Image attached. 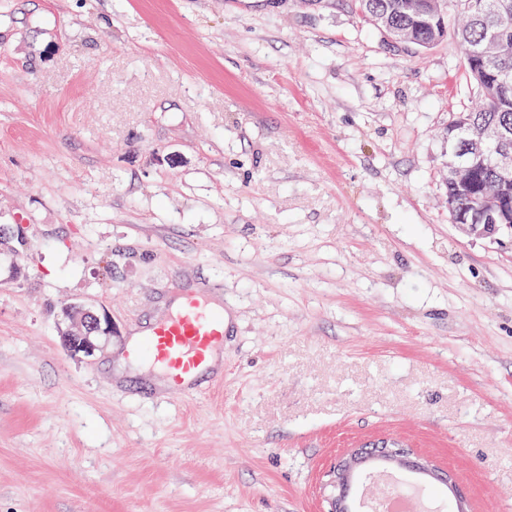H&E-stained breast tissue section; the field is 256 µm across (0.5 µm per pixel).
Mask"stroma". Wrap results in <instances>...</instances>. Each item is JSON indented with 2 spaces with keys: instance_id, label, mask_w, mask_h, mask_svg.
Instances as JSON below:
<instances>
[{
  "instance_id": "stroma-1",
  "label": "stroma",
  "mask_w": 512,
  "mask_h": 512,
  "mask_svg": "<svg viewBox=\"0 0 512 512\" xmlns=\"http://www.w3.org/2000/svg\"><path fill=\"white\" fill-rule=\"evenodd\" d=\"M472 97L455 29L355 0H0V512H327L383 435L512 512V244L448 212ZM186 294L224 341L177 394L132 340ZM60 333L65 350L73 356L92 357L103 338L112 334V323L89 303H71L61 307Z\"/></svg>"
}]
</instances>
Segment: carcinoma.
Segmentation results:
<instances>
[{
  "mask_svg": "<svg viewBox=\"0 0 512 512\" xmlns=\"http://www.w3.org/2000/svg\"><path fill=\"white\" fill-rule=\"evenodd\" d=\"M441 13L431 11L427 0H414L405 10V0H359L364 20L384 32L392 26L402 27L412 44L425 50L437 44L450 22L458 23V46L465 71L475 88L469 109L448 119V125L462 130L456 149L471 170L470 183L462 185L448 177V209L456 214L476 206L486 190H494L512 204V172L503 175L488 160L466 152L465 140L485 125H496L507 131L500 148L512 149V90L497 91L502 77L512 76V0H440ZM497 33L506 41L507 51L497 59L486 58L476 49L486 38Z\"/></svg>",
  "mask_w": 512,
  "mask_h": 512,
  "instance_id": "cac0c4a2",
  "label": "carcinoma"
}]
</instances>
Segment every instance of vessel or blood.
<instances>
[{
  "label": "vessel or blood",
  "instance_id": "b4317fda",
  "mask_svg": "<svg viewBox=\"0 0 512 512\" xmlns=\"http://www.w3.org/2000/svg\"><path fill=\"white\" fill-rule=\"evenodd\" d=\"M223 336V316L197 298L189 297L178 314L154 325L146 352L168 369L175 389L179 390L207 362Z\"/></svg>",
  "mask_w": 512,
  "mask_h": 512
}]
</instances>
